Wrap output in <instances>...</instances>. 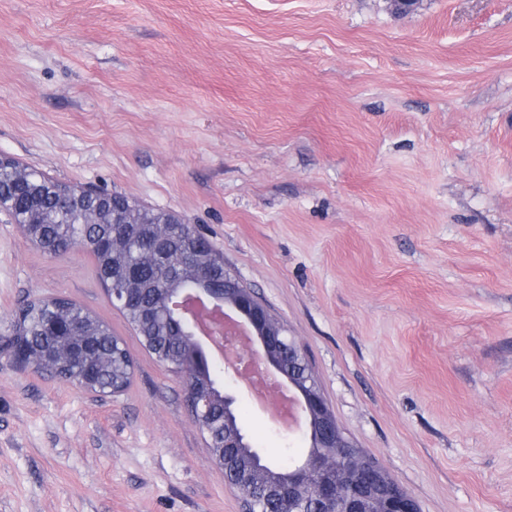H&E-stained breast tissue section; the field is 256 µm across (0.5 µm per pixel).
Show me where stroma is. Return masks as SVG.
<instances>
[{"instance_id": "stroma-1", "label": "stroma", "mask_w": 512, "mask_h": 512, "mask_svg": "<svg viewBox=\"0 0 512 512\" xmlns=\"http://www.w3.org/2000/svg\"><path fill=\"white\" fill-rule=\"evenodd\" d=\"M0 155L194 225L420 512H512V0H0ZM52 297L132 376L0 356V512H243L92 254L0 211V334ZM224 390L287 461L301 429Z\"/></svg>"}]
</instances>
